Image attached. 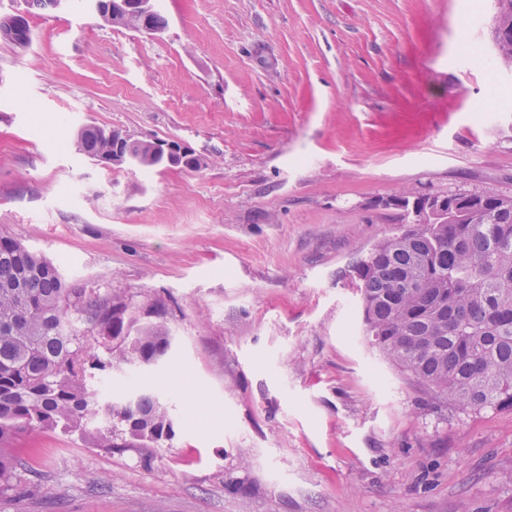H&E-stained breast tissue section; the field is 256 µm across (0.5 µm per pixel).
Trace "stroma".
Instances as JSON below:
<instances>
[{
    "mask_svg": "<svg viewBox=\"0 0 512 512\" xmlns=\"http://www.w3.org/2000/svg\"><path fill=\"white\" fill-rule=\"evenodd\" d=\"M149 35L84 0L0 37V232L157 303L163 448L42 428L0 512H512V409L460 414L372 349L352 264L384 200L512 196L496 0H156ZM86 124L175 141L200 170L101 166Z\"/></svg>",
    "mask_w": 512,
    "mask_h": 512,
    "instance_id": "stroma-1",
    "label": "stroma"
}]
</instances>
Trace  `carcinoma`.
Listing matches in <instances>:
<instances>
[{"mask_svg": "<svg viewBox=\"0 0 512 512\" xmlns=\"http://www.w3.org/2000/svg\"><path fill=\"white\" fill-rule=\"evenodd\" d=\"M494 45L512 66V30L497 26ZM114 134L85 125L78 150L110 161ZM124 149L142 157L143 170L168 167L149 139ZM436 199L453 219L414 224L404 215L400 232L353 266L365 335L437 405L462 414L512 408V197L459 189ZM169 348L164 326L140 321L126 294L70 285L50 259L0 235V487L18 466L10 443L35 428L76 430L96 419L99 448L171 441L165 377L137 381L121 402L87 387L92 370L149 367ZM119 430L132 443L115 442Z\"/></svg>", "mask_w": 512, "mask_h": 512, "instance_id": "cac0c4a2", "label": "carcinoma"}]
</instances>
